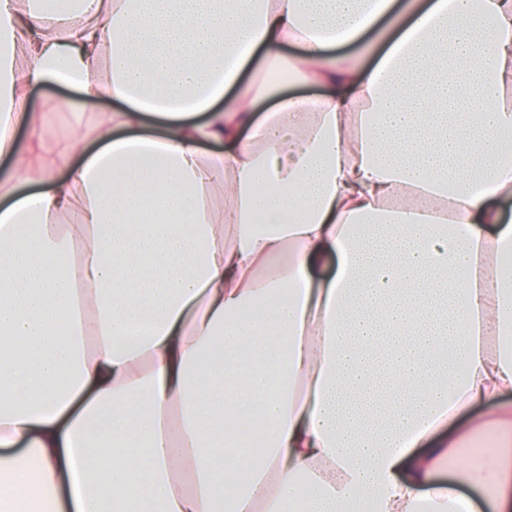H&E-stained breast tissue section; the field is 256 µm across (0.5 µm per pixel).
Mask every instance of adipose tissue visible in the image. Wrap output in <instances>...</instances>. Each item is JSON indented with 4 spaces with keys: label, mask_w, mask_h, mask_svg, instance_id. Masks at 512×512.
Listing matches in <instances>:
<instances>
[{
    "label": "adipose tissue",
    "mask_w": 512,
    "mask_h": 512,
    "mask_svg": "<svg viewBox=\"0 0 512 512\" xmlns=\"http://www.w3.org/2000/svg\"><path fill=\"white\" fill-rule=\"evenodd\" d=\"M396 7L0 0V512H512V0ZM328 92L323 86L300 85L288 80L283 81L277 86L275 95L264 98L257 103L256 115L258 119H263L269 112L275 108L277 101L283 96H321ZM77 93L74 89L61 85H45L35 88L31 93L32 104L36 109L50 112L53 117V131L67 133L70 117H68L65 103L75 99ZM512 401V394H508L506 396H500L495 399H492L486 403L476 405L467 411H465L458 419L455 427H462L470 424L471 422L478 421L484 419L488 414H490L493 410L496 409L498 404L500 403H508Z\"/></svg>",
    "instance_id": "1"
}]
</instances>
